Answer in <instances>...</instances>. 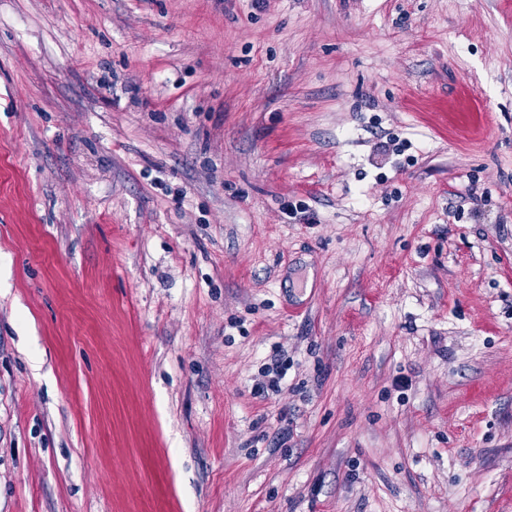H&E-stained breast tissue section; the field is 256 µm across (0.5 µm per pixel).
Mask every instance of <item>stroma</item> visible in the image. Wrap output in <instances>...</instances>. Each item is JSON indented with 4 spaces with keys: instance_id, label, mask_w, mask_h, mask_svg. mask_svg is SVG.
I'll return each instance as SVG.
<instances>
[{
    "instance_id": "obj_1",
    "label": "stroma",
    "mask_w": 512,
    "mask_h": 512,
    "mask_svg": "<svg viewBox=\"0 0 512 512\" xmlns=\"http://www.w3.org/2000/svg\"><path fill=\"white\" fill-rule=\"evenodd\" d=\"M0 512H512V0H0ZM263 373V377L268 379L257 382L253 387V394L256 398L267 400L270 399L271 394L279 391L280 382L285 373L278 359H272V363L265 368Z\"/></svg>"
}]
</instances>
